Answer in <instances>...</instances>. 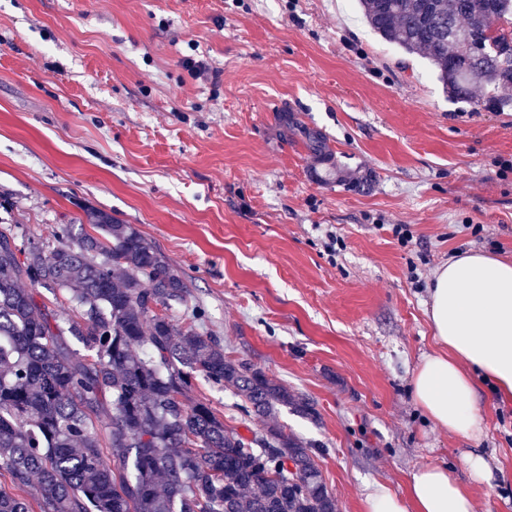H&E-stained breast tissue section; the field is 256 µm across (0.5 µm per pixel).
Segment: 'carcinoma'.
<instances>
[{"mask_svg":"<svg viewBox=\"0 0 512 512\" xmlns=\"http://www.w3.org/2000/svg\"><path fill=\"white\" fill-rule=\"evenodd\" d=\"M358 5L383 41L430 62L449 99L512 107V0ZM87 215L93 232L61 224L53 247L0 229V475L34 486L39 512H337L311 449L276 422L308 404L182 327L170 310L185 278L133 225ZM36 286L67 292L74 316L59 323ZM198 375L233 389L263 434L242 437L191 397ZM0 512L33 510L0 489Z\"/></svg>","mask_w":512,"mask_h":512,"instance_id":"carcinoma-1","label":"carcinoma"}]
</instances>
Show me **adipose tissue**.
I'll list each match as a JSON object with an SVG mask.
<instances>
[{
    "instance_id": "1",
    "label": "adipose tissue",
    "mask_w": 512,
    "mask_h": 512,
    "mask_svg": "<svg viewBox=\"0 0 512 512\" xmlns=\"http://www.w3.org/2000/svg\"><path fill=\"white\" fill-rule=\"evenodd\" d=\"M429 299L436 348L412 374L414 400L435 426L480 437L479 387L490 383L500 401L512 402V261L461 252L436 270ZM474 507L469 486L439 465L413 472L405 495L380 487L364 501L365 512H474Z\"/></svg>"
}]
</instances>
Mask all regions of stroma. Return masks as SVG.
Returning <instances> with one entry per match:
<instances>
[{
	"instance_id": "obj_1",
	"label": "stroma",
	"mask_w": 512,
	"mask_h": 512,
	"mask_svg": "<svg viewBox=\"0 0 512 512\" xmlns=\"http://www.w3.org/2000/svg\"><path fill=\"white\" fill-rule=\"evenodd\" d=\"M90 208L185 277L175 318L311 404L278 421L338 512L430 464L468 481L469 453L490 467L475 512H512V404L482 388L465 438L410 388L438 267L512 258V109L450 102L356 0H0V228L79 233ZM195 394L258 431L232 389Z\"/></svg>"
}]
</instances>
